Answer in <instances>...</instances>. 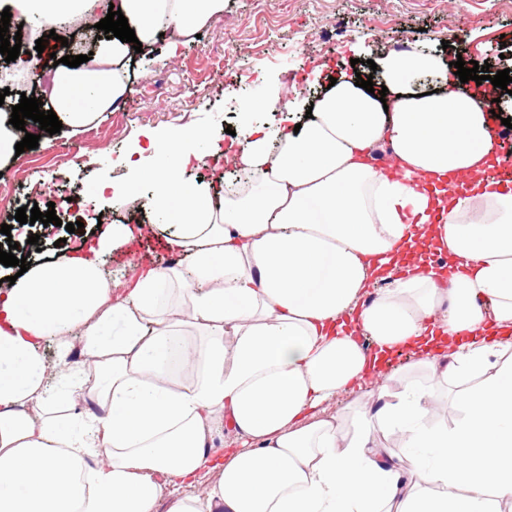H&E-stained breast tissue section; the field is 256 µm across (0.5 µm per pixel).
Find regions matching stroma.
<instances>
[{
    "mask_svg": "<svg viewBox=\"0 0 512 512\" xmlns=\"http://www.w3.org/2000/svg\"><path fill=\"white\" fill-rule=\"evenodd\" d=\"M468 26V48L456 40L459 23ZM404 43L441 55L445 62H489L492 71L512 66V9L499 0H467L458 13L454 0H224V10L209 19L199 36L172 44L170 36L157 38L145 55L127 65L129 92L100 114L88 130L62 128L40 131L37 148L19 156L0 157V224L11 225L6 240L17 242L14 254L36 263L66 254L79 241H95L99 219L115 224H143L145 212L114 213L102 189L127 181L132 172L127 154L150 133L185 128L203 129L210 140H227L228 130H239L243 104H254L253 123L276 125L287 110L304 113L310 101L333 77L360 72L369 77L370 62L380 61L394 44ZM20 54L19 84L10 86L6 106H15L22 93L41 92L46 65L53 53ZM308 77L305 91L289 92L293 75ZM40 182L58 196L81 193L91 203L86 210L57 212L60 225L17 224L18 208L46 209L45 198L27 191ZM82 229L67 232L69 222ZM39 235L40 251L28 252L29 236ZM166 235L154 231L128 249L112 253L106 275L123 279L129 265L172 266L177 256L155 251Z\"/></svg>",
    "mask_w": 512,
    "mask_h": 512,
    "instance_id": "35a3bbf8",
    "label": "stroma"
}]
</instances>
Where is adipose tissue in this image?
Returning <instances> with one entry per match:
<instances>
[{
	"instance_id": "1",
	"label": "adipose tissue",
	"mask_w": 512,
	"mask_h": 512,
	"mask_svg": "<svg viewBox=\"0 0 512 512\" xmlns=\"http://www.w3.org/2000/svg\"><path fill=\"white\" fill-rule=\"evenodd\" d=\"M150 47L185 37L224 0H112ZM96 0H19L47 20ZM131 44L61 67L51 105L81 128L123 97ZM386 96L340 78L311 117L243 123L225 157L201 129L147 139L153 166L110 189L149 210L180 265L109 281L102 254L134 230L108 225L86 249L0 284V512H501L512 501V188L486 106L434 54L380 62ZM388 142V170L370 162ZM245 176L219 193L192 162ZM153 191L143 197L140 186ZM453 254L457 275L434 262ZM79 350L50 369L43 346ZM424 388L368 379L404 349ZM462 383V416L426 425L436 388ZM355 428L318 415L345 391ZM391 429L418 472L374 441ZM234 437L223 455L221 431Z\"/></svg>"
}]
</instances>
